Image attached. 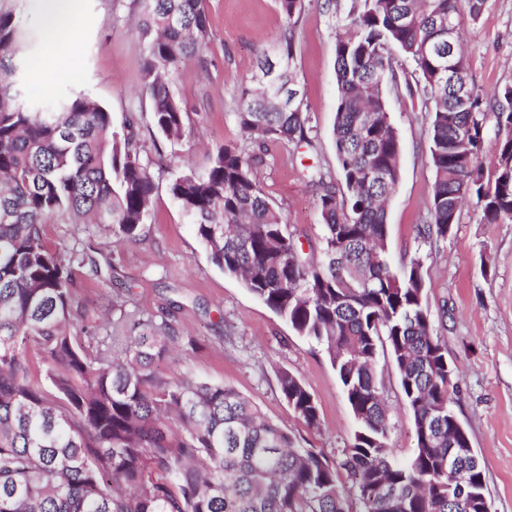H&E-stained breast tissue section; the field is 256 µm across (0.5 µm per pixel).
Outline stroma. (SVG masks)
Listing matches in <instances>:
<instances>
[{
	"label": "stroma",
	"instance_id": "obj_1",
	"mask_svg": "<svg viewBox=\"0 0 512 512\" xmlns=\"http://www.w3.org/2000/svg\"><path fill=\"white\" fill-rule=\"evenodd\" d=\"M349 0H311L296 24L293 69L305 92L315 148L297 154L279 141L252 146L254 178L302 245L320 248L323 226L313 188L302 178L314 166L338 175L333 141L338 88L336 31ZM43 0H0L28 33L19 75L25 100L50 102L59 92H87L112 114L114 126L135 121L156 188L150 218L139 237L122 239L92 224L58 222L44 227L49 245L77 248L94 257L100 272L74 267V295L83 323L104 324V307L128 298L147 316L169 311L182 338L179 362L156 363L157 372L220 383L254 401L309 448L338 455L355 421L328 357L313 340L252 295L242 281L213 265L193 224L168 193L177 172L204 173L217 146L241 143L235 112L262 51L271 50L285 26L276 0H207L211 41L202 59H180L171 68V90L188 112L195 135L169 140L150 121L142 92L145 45L139 0H80L76 27L79 68L44 85L41 63L50 51L42 23ZM470 76L491 93L512 83V0H487L481 18L465 27ZM402 144L400 178L388 205V257L399 268L421 252L428 269V302L434 331L444 336L460 392L453 410L485 461L491 512H512V223L483 224L465 205L452 236L433 245L416 237L427 217L434 173L423 117L410 103L391 100ZM295 373L316 399L320 428H308L283 399L277 373ZM385 397L392 408L390 451L400 462L415 447L413 422L393 365H385Z\"/></svg>",
	"mask_w": 512,
	"mask_h": 512
}]
</instances>
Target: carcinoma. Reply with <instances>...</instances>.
<instances>
[{"mask_svg": "<svg viewBox=\"0 0 512 512\" xmlns=\"http://www.w3.org/2000/svg\"><path fill=\"white\" fill-rule=\"evenodd\" d=\"M350 0L336 33L338 101L333 137L341 174H307L324 228L323 259L309 261L253 177L246 147L224 144L203 174L185 170L169 194L196 226L211 262L323 346L356 428L330 461L233 388L168 378L156 362L181 337L150 318L145 341L121 336L126 302L113 301L112 335L82 326L71 265L50 249L44 225L69 219L140 235L155 184L131 124L116 129L93 98L62 92L31 108L10 81L21 25L0 13V512H490L485 466L457 482L448 439L469 433L445 340L434 333L425 258L398 270L387 255L385 201L400 177L401 143L389 94L419 103L434 173L423 241L446 240L462 203L484 224L512 222V84L486 95L469 80L461 45L443 34L475 23L486 0ZM144 91L154 129L191 132L170 89L169 65L210 42L205 0H142ZM310 0H277L287 29L257 60L235 116L245 139L312 145L311 116L292 62V29ZM496 150L484 155L489 132ZM399 373L416 447L403 463L389 449L380 353ZM281 395L309 428L320 408L282 370Z\"/></svg>", "mask_w": 512, "mask_h": 512, "instance_id": "obj_1", "label": "carcinoma"}]
</instances>
